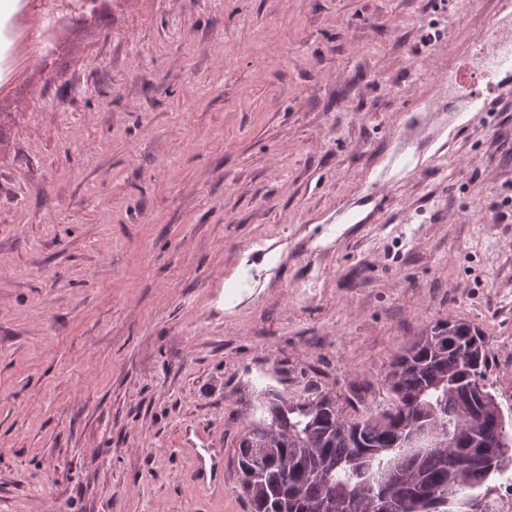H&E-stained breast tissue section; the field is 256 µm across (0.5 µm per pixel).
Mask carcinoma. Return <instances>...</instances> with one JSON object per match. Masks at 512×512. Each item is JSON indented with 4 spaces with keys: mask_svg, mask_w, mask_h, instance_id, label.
I'll use <instances>...</instances> for the list:
<instances>
[{
    "mask_svg": "<svg viewBox=\"0 0 512 512\" xmlns=\"http://www.w3.org/2000/svg\"><path fill=\"white\" fill-rule=\"evenodd\" d=\"M486 362L479 328L439 320L392 360L379 411L354 417L327 392L267 390L236 448L249 512H469L512 459V418L483 384ZM425 431L436 441L420 447ZM488 433L498 439L491 457L459 445ZM393 470L397 481L383 484Z\"/></svg>",
    "mask_w": 512,
    "mask_h": 512,
    "instance_id": "cac0c4a2",
    "label": "carcinoma"
}]
</instances>
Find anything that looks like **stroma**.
I'll list each match as a JSON object with an SVG mask.
<instances>
[{
	"mask_svg": "<svg viewBox=\"0 0 512 512\" xmlns=\"http://www.w3.org/2000/svg\"><path fill=\"white\" fill-rule=\"evenodd\" d=\"M95 5L0 46V512H248L262 391L365 414L448 318L512 414V80L450 68L512 0ZM34 3L39 13L40 23L34 28H31L28 34V47L29 51L32 52L36 58H39L47 54L49 50L44 41L42 26L46 21L51 19L54 12V3L53 0H40Z\"/></svg>",
	"mask_w": 512,
	"mask_h": 512,
	"instance_id": "obj_1",
	"label": "stroma"
}]
</instances>
